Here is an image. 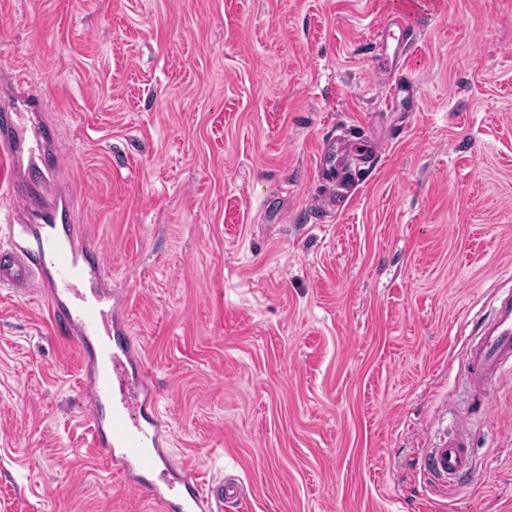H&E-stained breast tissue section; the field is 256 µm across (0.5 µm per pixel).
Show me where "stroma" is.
Segmentation results:
<instances>
[{
	"instance_id": "obj_1",
	"label": "stroma",
	"mask_w": 512,
	"mask_h": 512,
	"mask_svg": "<svg viewBox=\"0 0 512 512\" xmlns=\"http://www.w3.org/2000/svg\"><path fill=\"white\" fill-rule=\"evenodd\" d=\"M392 0H0L56 175L145 349L170 450L244 488L225 512H512V378H460L512 289V0H443L374 72ZM416 112L384 109L395 72ZM381 142L334 217L323 143ZM74 345L0 291V512H158L85 450ZM472 420L475 470L428 484ZM469 434L470 424L457 417L449 429L438 435L432 448H427L424 470L435 486H459L471 475Z\"/></svg>"
}]
</instances>
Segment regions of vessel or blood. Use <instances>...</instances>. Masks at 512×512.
<instances>
[{
  "label": "vessel or blood",
  "instance_id": "1",
  "mask_svg": "<svg viewBox=\"0 0 512 512\" xmlns=\"http://www.w3.org/2000/svg\"><path fill=\"white\" fill-rule=\"evenodd\" d=\"M437 0H396L376 32L379 53L372 68H391L416 44L422 20ZM12 103L0 109V157L14 207L7 214V244L0 248V287L16 295L33 292L47 301L54 331L81 355L82 424L87 445L124 482L155 502L161 512H224L242 499L235 479L202 484L166 447L168 423L158 407L155 384L142 360L143 347L123 315L121 290L105 282L98 245L79 238L67 193L53 188L58 167L53 125L38 119V94L18 80ZM413 80L393 81L387 110L415 108ZM468 390L487 398L492 381L512 376V294L482 318L465 355ZM470 425L454 419L424 457L434 485L455 487L470 476Z\"/></svg>",
  "mask_w": 512,
  "mask_h": 512
}]
</instances>
